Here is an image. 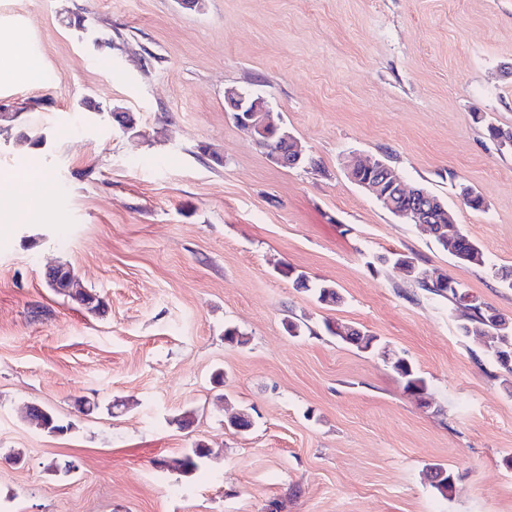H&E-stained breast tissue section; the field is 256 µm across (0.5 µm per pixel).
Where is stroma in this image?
Segmentation results:
<instances>
[{"label": "stroma", "instance_id": "1", "mask_svg": "<svg viewBox=\"0 0 512 512\" xmlns=\"http://www.w3.org/2000/svg\"><path fill=\"white\" fill-rule=\"evenodd\" d=\"M0 28L35 63L0 81V178L46 194L39 221L0 223V512H512L504 372L448 299L378 261L414 257L512 319V145L486 131L512 129V0H0ZM229 89L264 98L312 165L275 164ZM366 160L438 196L484 265L383 209L348 175ZM58 264L103 312L48 286ZM328 321L409 358L424 400ZM34 404L68 431L30 424ZM198 442L196 473L156 467Z\"/></svg>", "mask_w": 512, "mask_h": 512}]
</instances>
